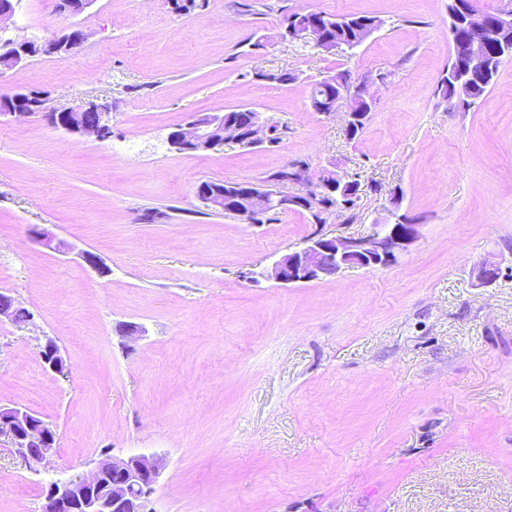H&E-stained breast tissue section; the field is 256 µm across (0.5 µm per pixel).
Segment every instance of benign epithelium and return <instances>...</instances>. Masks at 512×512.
I'll list each match as a JSON object with an SVG mask.
<instances>
[{"label":"benign epithelium","mask_w":512,"mask_h":512,"mask_svg":"<svg viewBox=\"0 0 512 512\" xmlns=\"http://www.w3.org/2000/svg\"><path fill=\"white\" fill-rule=\"evenodd\" d=\"M285 35L291 41L322 42L321 25L310 16L301 22L290 16L283 23ZM472 34L468 43L466 71L472 75L486 76L494 69L496 59L512 56V45L505 43L502 50L490 55L484 37V22L470 26ZM83 34L66 29L41 42H20L0 38V60L16 67L36 55H51L61 59L70 56L83 42ZM48 93L40 90L17 89L0 97V118L27 119L47 110ZM361 100L366 108L373 109L376 99L363 84L339 85L333 103L321 104L310 99V107L320 114L335 111L344 102L345 134L352 137L368 119V113L353 111L354 101ZM86 110L98 113V123L88 125L82 111L51 112L48 119L65 133L77 136L98 137L110 129L112 107L108 104H91ZM272 132L261 113L249 110L241 120L228 113L195 116L183 126L168 134L167 141L175 149L186 153L213 151L234 142L244 146H259L269 142ZM308 186L303 194L290 195L267 185L255 183H226L216 186L201 183L196 189L199 202L206 208L230 211L247 218L254 217L273 204L283 211H304L315 224L322 222V212L311 206L314 194L334 193L342 205L358 195L359 184L349 174L342 173L337 180H326L328 172L316 177L301 172ZM401 192L395 191L386 199L384 215L369 225L368 232L360 237H327L315 235L305 241L304 247L274 260L258 276L273 279L283 285L307 283L339 274L347 268L379 269L394 265L407 251L418 235L419 222L400 212ZM31 238L51 250L60 248L56 235L36 225L30 228ZM501 262L488 260L476 270L480 286H489L497 279ZM40 357L43 367L54 373L66 370L64 359L55 340L45 341ZM0 435L8 438L16 455L22 460L39 462L54 447L55 432L36 413L20 407L0 406ZM160 462L144 455H133L116 460L107 457L96 463L89 477L66 482L49 483L44 494L42 512H144L147 500L154 490Z\"/></svg>","instance_id":"7a95c632"}]
</instances>
